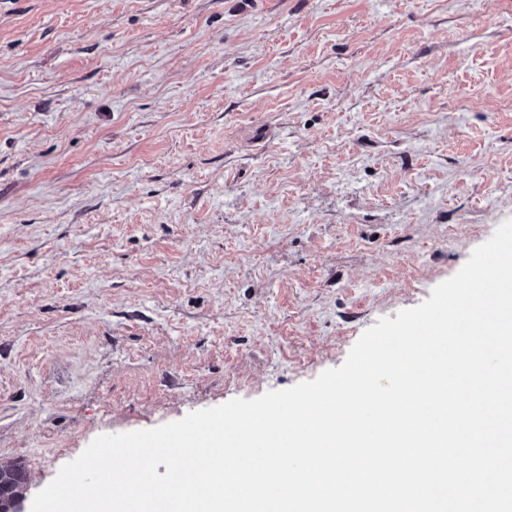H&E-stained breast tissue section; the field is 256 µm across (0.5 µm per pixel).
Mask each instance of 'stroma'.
<instances>
[{"instance_id":"obj_1","label":"stroma","mask_w":512,"mask_h":512,"mask_svg":"<svg viewBox=\"0 0 512 512\" xmlns=\"http://www.w3.org/2000/svg\"><path fill=\"white\" fill-rule=\"evenodd\" d=\"M512 218V0H0V464L340 367Z\"/></svg>"}]
</instances>
